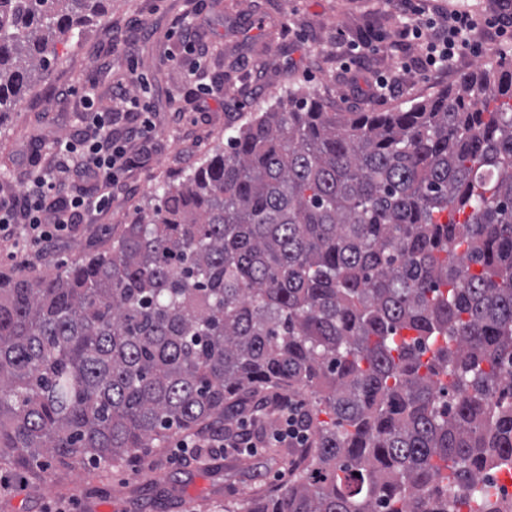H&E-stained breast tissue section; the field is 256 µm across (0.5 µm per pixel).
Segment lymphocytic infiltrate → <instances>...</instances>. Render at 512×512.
Instances as JSON below:
<instances>
[{"label":"lymphocytic infiltrate","instance_id":"f902f5d3","mask_svg":"<svg viewBox=\"0 0 512 512\" xmlns=\"http://www.w3.org/2000/svg\"><path fill=\"white\" fill-rule=\"evenodd\" d=\"M487 27L507 41H512V15L476 17L466 10L454 9L434 18H418L406 32L422 48L425 70H442L460 53L473 50L472 34ZM86 111L94 115L95 135L78 133L70 136L65 153L75 155L78 165L72 184L59 183L44 174H36L19 202L0 204V238H12L17 248L25 244L46 247L62 239L72 225L103 212L124 187L121 170L131 164L128 143L151 137L153 127L137 114H129L126 139H112V115L95 109L91 96H84Z\"/></svg>","mask_w":512,"mask_h":512}]
</instances>
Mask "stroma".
<instances>
[{"instance_id": "35a3bbf8", "label": "stroma", "mask_w": 512, "mask_h": 512, "mask_svg": "<svg viewBox=\"0 0 512 512\" xmlns=\"http://www.w3.org/2000/svg\"><path fill=\"white\" fill-rule=\"evenodd\" d=\"M134 18L144 30L113 47V33ZM366 20L378 32L361 43L353 31ZM407 23L391 0H111L80 42L57 44L52 74L0 121V201L21 197L31 171L62 164L52 144L85 127L86 92L95 93L100 111L115 113L112 137L122 140L128 105L113 96L112 83L131 71L138 76L131 95L154 125L122 174L134 192L78 225L45 260L25 263L12 243H0V267L35 277L107 249L140 204L225 144V129L267 110L290 85L308 88L340 112L386 111L434 95L478 61L470 52L450 69L425 71L418 47L403 33ZM353 48L360 58L352 64ZM381 74L394 77V91L368 96V82ZM175 444L166 441L152 471L53 463L43 480L0 502V512H218V503L242 504L288 481V462L270 460L262 448L243 475L218 458L182 460Z\"/></svg>"}]
</instances>
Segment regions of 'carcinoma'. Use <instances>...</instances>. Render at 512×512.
<instances>
[{
  "label": "carcinoma",
  "instance_id": "1",
  "mask_svg": "<svg viewBox=\"0 0 512 512\" xmlns=\"http://www.w3.org/2000/svg\"><path fill=\"white\" fill-rule=\"evenodd\" d=\"M105 2L0 0V114ZM303 386L310 443L268 444L299 459L246 512H512L484 479L512 472L511 69L386 112L290 88L109 250L0 272V468L21 486L172 431L234 443L246 401Z\"/></svg>",
  "mask_w": 512,
  "mask_h": 512
}]
</instances>
